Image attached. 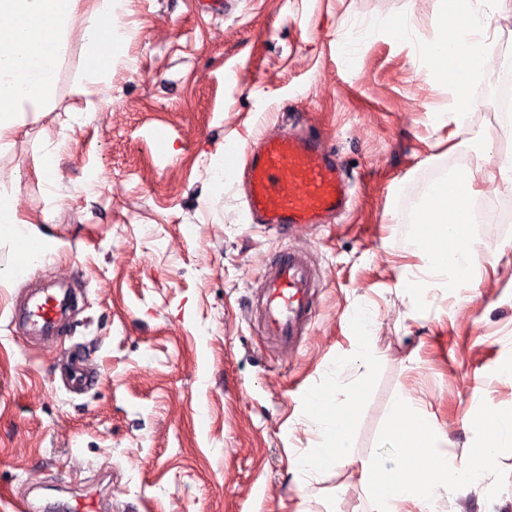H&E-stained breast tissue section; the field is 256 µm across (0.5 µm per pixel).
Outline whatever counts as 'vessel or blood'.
<instances>
[{
    "mask_svg": "<svg viewBox=\"0 0 512 512\" xmlns=\"http://www.w3.org/2000/svg\"><path fill=\"white\" fill-rule=\"evenodd\" d=\"M246 203L261 223L283 229L319 224L345 210L349 185L334 158L308 130L264 139L251 149L244 168ZM315 278L307 255L285 247L270 262L261 302L265 335L292 344L310 322L314 309ZM64 301L41 302L15 311L13 319L31 328L53 323ZM62 512H108V501L88 490L71 494Z\"/></svg>",
    "mask_w": 512,
    "mask_h": 512,
    "instance_id": "obj_1",
    "label": "vessel or blood"
}]
</instances>
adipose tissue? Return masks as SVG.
I'll return each instance as SVG.
<instances>
[{
    "label": "adipose tissue",
    "instance_id": "1",
    "mask_svg": "<svg viewBox=\"0 0 512 512\" xmlns=\"http://www.w3.org/2000/svg\"><path fill=\"white\" fill-rule=\"evenodd\" d=\"M0 0V143L9 139L26 113L41 112L56 88L68 36L83 22L84 67L89 74L77 92L99 96L101 83L119 59L122 35L114 26L118 0ZM438 13L431 39L420 46L424 77L442 82L453 91L456 111L474 106L475 82L495 83L494 72L483 69L481 53L496 20L512 18V0H436ZM478 191L473 182L449 177L431 185L418 210L420 223L434 225L437 240L417 243L421 259L409 271L410 288H459L468 283L473 253L458 225L470 222ZM0 233L21 240L26 249L17 265L29 270L39 263L44 245L37 227L19 217L11 196L0 194ZM308 420L321 442L306 449L297 461L299 476L320 473L353 462L350 418L325 398H316Z\"/></svg>",
    "mask_w": 512,
    "mask_h": 512
}]
</instances>
